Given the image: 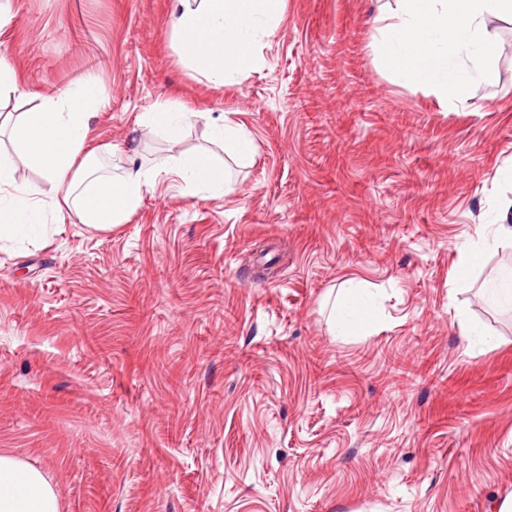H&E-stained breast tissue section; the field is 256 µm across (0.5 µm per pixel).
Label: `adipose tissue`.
I'll return each mask as SVG.
<instances>
[{"instance_id": "ef3b65f1", "label": "adipose tissue", "mask_w": 512, "mask_h": 512, "mask_svg": "<svg viewBox=\"0 0 512 512\" xmlns=\"http://www.w3.org/2000/svg\"><path fill=\"white\" fill-rule=\"evenodd\" d=\"M283 6L284 0H171L169 23L187 66L221 83L258 67L259 45L282 21ZM494 19L512 21V0H394L374 20L372 47L381 67L456 109L468 104L475 85L497 80ZM99 103V86L90 79L41 96L34 111L0 124L15 151L11 158L0 155V239L62 206L92 228L125 223L162 169L184 175L195 191L235 192L229 174L202 151L172 155L151 168L104 166L107 147L86 145L90 111ZM20 161L43 174L52 195L16 182ZM334 308L340 326L355 335L377 321L356 288L340 290ZM0 512H60L59 494L40 470L0 454Z\"/></svg>"}]
</instances>
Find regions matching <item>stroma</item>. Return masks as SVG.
<instances>
[{
    "mask_svg": "<svg viewBox=\"0 0 512 512\" xmlns=\"http://www.w3.org/2000/svg\"><path fill=\"white\" fill-rule=\"evenodd\" d=\"M385 0H286L254 71L218 86L176 50L170 0H10L0 62L29 95L96 78L109 164L253 144L235 193L174 173L124 224L72 211L0 242V453L61 512H499L512 496V22L495 85L451 110L382 69ZM190 118L178 143L137 118ZM490 235L468 284L458 250ZM378 322L332 330L343 283ZM466 311L460 323L458 311ZM215 139L224 142L229 154L238 160H244L251 156V141L242 124L233 123L224 119V125H215L212 129ZM488 299L496 306L512 307V267L501 269L485 288Z\"/></svg>",
    "mask_w": 512,
    "mask_h": 512,
    "instance_id": "obj_1",
    "label": "stroma"
}]
</instances>
